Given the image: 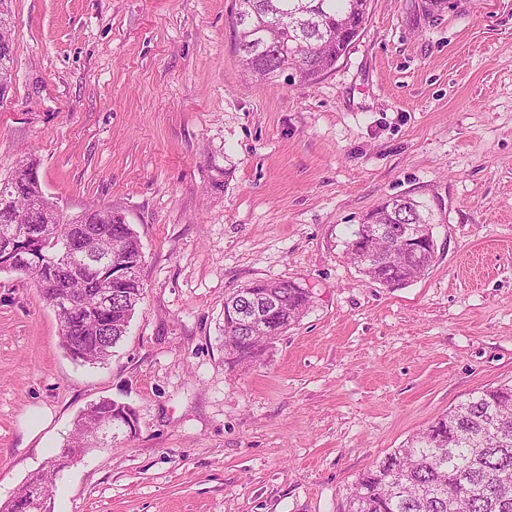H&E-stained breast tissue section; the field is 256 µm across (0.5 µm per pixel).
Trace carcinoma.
<instances>
[{"instance_id":"cac0c4a2","label":"carcinoma","mask_w":512,"mask_h":512,"mask_svg":"<svg viewBox=\"0 0 512 512\" xmlns=\"http://www.w3.org/2000/svg\"><path fill=\"white\" fill-rule=\"evenodd\" d=\"M370 0H234L231 28L235 50L248 79L274 85H310L344 55L364 29ZM305 57L308 70L290 72L288 54ZM16 198L15 211L34 225L36 237L49 244L46 257L33 261L27 277L43 302L55 310L62 346L73 359L102 363L126 335L136 306L143 299L140 278L142 247L125 219L94 210L72 223L57 211L40 185L38 163L18 161L0 178V200ZM368 220L377 231L367 237L358 225L347 242L346 256L358 271L385 288L413 282L433 266L436 245L428 252L405 249L393 229L398 224L425 233L433 224L432 211L420 201L396 196ZM89 251L102 248L101 257L124 268L127 279L115 289L112 309L97 306L100 282L94 273L72 278L65 256L53 243L65 235ZM71 288L79 305L57 309L54 302ZM271 296L274 306L265 327L249 333L224 321V358L236 367L256 362L288 327L297 323L314 303L310 289L292 280L252 281L226 295L224 309L249 311L257 299ZM120 407L110 399L90 404L74 421L69 447L84 452L93 445L97 424L102 436L120 432ZM67 468L51 463L31 475L17 494L0 504V512H30L32 492L51 494L58 474ZM339 512H512V386L503 384L472 394L376 466L360 475L348 489Z\"/></svg>"}]
</instances>
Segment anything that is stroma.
<instances>
[{
  "label": "stroma",
  "instance_id": "stroma-1",
  "mask_svg": "<svg viewBox=\"0 0 512 512\" xmlns=\"http://www.w3.org/2000/svg\"><path fill=\"white\" fill-rule=\"evenodd\" d=\"M232 0H11L0 177L32 153L69 218L121 213L144 295L102 364L0 271V502L89 403L140 431L63 470L52 512H338L376 462L512 382V0H371L312 86L245 76ZM428 204L437 259L400 288L345 258L391 197ZM292 280L314 304L261 361H224V296Z\"/></svg>",
  "mask_w": 512,
  "mask_h": 512
}]
</instances>
